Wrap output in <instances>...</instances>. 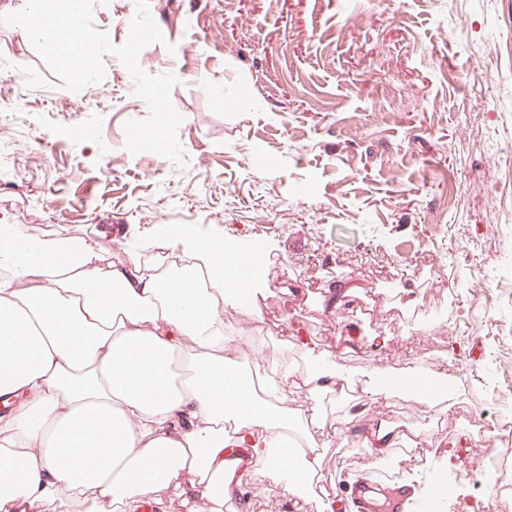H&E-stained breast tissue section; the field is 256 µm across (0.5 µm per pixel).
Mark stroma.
<instances>
[{"instance_id":"stroma-1","label":"stroma","mask_w":512,"mask_h":512,"mask_svg":"<svg viewBox=\"0 0 512 512\" xmlns=\"http://www.w3.org/2000/svg\"><path fill=\"white\" fill-rule=\"evenodd\" d=\"M134 0H100L98 30L126 42ZM174 73L185 167L131 154L124 124L148 114L134 84L73 92L21 29L0 24V81L37 89L22 122L0 112V224L86 235L113 260L145 257L177 226L201 238L261 247L266 285L253 327L226 318L241 354L288 356L307 346L344 372L397 373L429 358L452 402L422 423L397 393L371 419L408 439L377 458L354 437L331 438L322 474L348 488L368 475L414 485L435 474L449 496L417 512H495L500 468L474 489L460 460L485 448L468 390L512 424V0H149ZM255 89L244 105L225 104ZM353 288L329 308L332 284ZM356 329L346 347L340 337ZM384 338L383 348L371 341Z\"/></svg>"}]
</instances>
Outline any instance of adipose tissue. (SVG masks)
I'll list each match as a JSON object with an SVG mask.
<instances>
[{
	"mask_svg": "<svg viewBox=\"0 0 512 512\" xmlns=\"http://www.w3.org/2000/svg\"><path fill=\"white\" fill-rule=\"evenodd\" d=\"M155 254L116 263L84 235L0 224V396L15 401L0 415V512H167L175 497L224 512L258 495L254 472L296 496L314 477L326 409L305 407L313 454L287 463L288 391L339 395L350 375L326 353L303 375L286 364L262 376L259 351L238 367L224 315L255 314L251 277L225 266L220 240L178 233ZM364 381L380 404L448 385L413 367Z\"/></svg>",
	"mask_w": 512,
	"mask_h": 512,
	"instance_id": "1",
	"label": "adipose tissue"
}]
</instances>
